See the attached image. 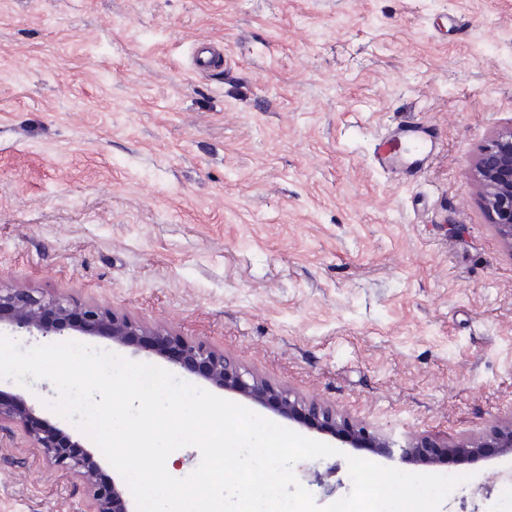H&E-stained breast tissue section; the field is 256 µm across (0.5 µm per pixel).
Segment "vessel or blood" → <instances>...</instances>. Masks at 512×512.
Returning a JSON list of instances; mask_svg holds the SVG:
<instances>
[{"label":"vessel or blood","instance_id":"b4317fda","mask_svg":"<svg viewBox=\"0 0 512 512\" xmlns=\"http://www.w3.org/2000/svg\"><path fill=\"white\" fill-rule=\"evenodd\" d=\"M223 63L222 43L208 39L194 41L192 66L197 73L206 74ZM435 147L436 134L432 126L420 122L394 121L377 138L375 162L383 171L404 175L422 165Z\"/></svg>","mask_w":512,"mask_h":512}]
</instances>
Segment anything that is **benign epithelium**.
Segmentation results:
<instances>
[{
  "label": "benign epithelium",
  "mask_w": 512,
  "mask_h": 512,
  "mask_svg": "<svg viewBox=\"0 0 512 512\" xmlns=\"http://www.w3.org/2000/svg\"><path fill=\"white\" fill-rule=\"evenodd\" d=\"M479 190L492 224L502 241L512 248V129L494 135L475 162ZM16 333L38 332L57 336L66 329L89 336H107L124 345L130 336L142 337L139 350L157 355L169 363L184 367L213 386L241 395L261 405L271 401L282 418L303 423L309 419L325 432L343 439L354 448H373L393 458L392 442L382 433L361 422H354L329 407L305 405L286 389H274L257 375L224 357L202 340L174 336L162 327H143L128 317L95 304H77L64 296H51L33 291L0 287V326ZM15 423L45 458L58 468L80 475L89 486L93 512H130L123 491L110 482L97 479V468L90 454L72 455L60 445L70 439L63 430L51 426L27 401L0 392V422ZM512 453V421L496 425L486 436L455 447L434 443H411L401 448V458L417 465L431 466L449 455L471 457L479 454Z\"/></svg>",
  "instance_id": "1"
}]
</instances>
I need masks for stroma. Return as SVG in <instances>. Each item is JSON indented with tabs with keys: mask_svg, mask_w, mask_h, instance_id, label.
Listing matches in <instances>:
<instances>
[{
	"mask_svg": "<svg viewBox=\"0 0 512 512\" xmlns=\"http://www.w3.org/2000/svg\"><path fill=\"white\" fill-rule=\"evenodd\" d=\"M466 24L458 37L449 23ZM224 64L191 69L192 43ZM434 125L414 177L374 167L394 119ZM512 128V0H0V286L206 341L382 433L451 446L512 420V249L473 162ZM51 411L47 380L0 379ZM303 460L317 504L348 457ZM440 512H512V454ZM85 481L0 424V512H90ZM224 63V45L208 39H196L192 47V66L201 75L221 67Z\"/></svg>",
	"mask_w": 512,
	"mask_h": 512,
	"instance_id": "stroma-1",
	"label": "stroma"
}]
</instances>
